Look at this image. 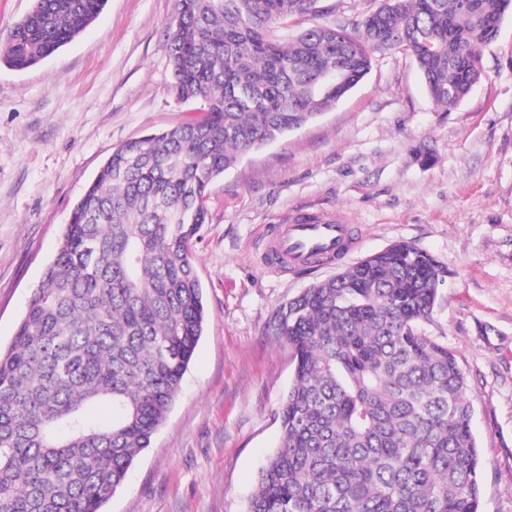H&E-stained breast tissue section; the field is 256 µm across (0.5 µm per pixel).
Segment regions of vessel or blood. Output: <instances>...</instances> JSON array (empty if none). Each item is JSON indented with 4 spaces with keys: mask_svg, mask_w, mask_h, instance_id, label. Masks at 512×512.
<instances>
[{
    "mask_svg": "<svg viewBox=\"0 0 512 512\" xmlns=\"http://www.w3.org/2000/svg\"><path fill=\"white\" fill-rule=\"evenodd\" d=\"M351 236L349 224L337 217L301 216L281 225L273 251L286 265L297 267L318 256H332Z\"/></svg>",
    "mask_w": 512,
    "mask_h": 512,
    "instance_id": "b4317fda",
    "label": "vessel or blood"
}]
</instances>
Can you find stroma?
Wrapping results in <instances>:
<instances>
[{
  "label": "stroma",
  "instance_id": "1",
  "mask_svg": "<svg viewBox=\"0 0 512 512\" xmlns=\"http://www.w3.org/2000/svg\"><path fill=\"white\" fill-rule=\"evenodd\" d=\"M380 0H317L313 22L364 18ZM175 0H108L100 17L27 70L0 62V344L8 345L75 203L127 140L194 119L170 91ZM483 76L451 111L411 56L376 55L334 108L259 149L209 186L191 254L203 335L181 392L106 512H246L281 441L294 363L273 336L278 306L395 241L448 271L429 336L463 368L482 460L481 512H512V14ZM337 215L355 231L340 258L281 271L275 225Z\"/></svg>",
  "mask_w": 512,
  "mask_h": 512
}]
</instances>
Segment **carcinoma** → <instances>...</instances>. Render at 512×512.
<instances>
[{"label": "carcinoma", "mask_w": 512, "mask_h": 512, "mask_svg": "<svg viewBox=\"0 0 512 512\" xmlns=\"http://www.w3.org/2000/svg\"><path fill=\"white\" fill-rule=\"evenodd\" d=\"M314 2L177 0L171 90L203 116L120 145L75 204L0 351V512H104L151 446L204 331L190 247L213 179L333 107L377 53L407 52L450 111L512 12V0H381L374 18L333 27L308 23ZM106 3L34 0L3 59L37 65ZM338 71L344 84L326 81ZM442 285L436 261L399 241L276 309L295 367L247 512H481L465 374L424 329ZM97 408L110 419H91Z\"/></svg>", "instance_id": "cac0c4a2"}]
</instances>
